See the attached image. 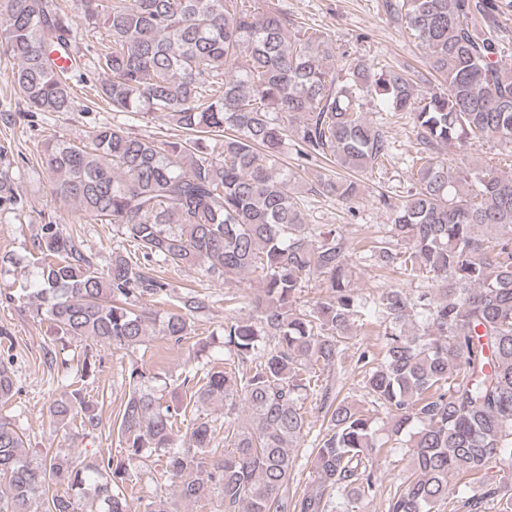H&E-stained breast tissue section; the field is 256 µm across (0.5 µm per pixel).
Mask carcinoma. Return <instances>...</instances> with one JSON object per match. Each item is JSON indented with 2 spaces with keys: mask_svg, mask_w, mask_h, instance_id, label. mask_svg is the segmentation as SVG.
<instances>
[{
  "mask_svg": "<svg viewBox=\"0 0 512 512\" xmlns=\"http://www.w3.org/2000/svg\"><path fill=\"white\" fill-rule=\"evenodd\" d=\"M387 11L426 52L444 90L420 98L407 72L362 58L336 69V47L316 31H293L256 0H0V47L15 61V84L30 112L88 109L75 100L77 71L98 81L96 96L117 112H156L184 132L178 140L132 135L116 125L91 144L57 139L46 147L54 196L87 219L115 224L124 245L107 271L81 255L76 235L41 231V288L30 296L63 336L115 350L139 345L154 319L136 310L165 304L171 285L154 271L198 269L210 278L258 274L261 292L224 302L250 308L224 318V369L189 370L192 405L224 406V455L209 451L216 427L193 423L164 404L161 378L131 363L117 414L123 456L81 464L57 452L39 462L0 417V512H132L124 494L129 464L159 457L178 498L220 496L224 512H357L378 488L376 462L397 449L411 473L387 512H441L452 484L469 512H512V176L493 165L453 172L444 146L494 138L512 144V67L483 27L496 24L495 0H385ZM101 28L111 47L71 58L73 18ZM412 119L419 148L415 190L394 203L386 234L365 251L414 286L385 288L368 306L351 284L355 248L344 234L305 223L298 180L315 160L344 170L381 166L386 131L367 121L364 97ZM293 142L297 170L276 163ZM320 193L351 206L360 184L318 175ZM327 295L296 306L305 284ZM383 327L382 343L359 351L355 367L367 405H356L316 370H332L359 309ZM210 311L194 290L166 314L162 332L179 343ZM12 347L0 355V403L18 392ZM88 352L72 389L49 406L56 430L100 418L79 382L92 375ZM318 396L326 428L310 448L314 480L289 494L291 449L311 430L304 401ZM387 415L378 423L371 410ZM504 476H487L489 464ZM65 487L60 494L56 487ZM143 512H173L151 497Z\"/></svg>",
  "mask_w": 512,
  "mask_h": 512,
  "instance_id": "1",
  "label": "carcinoma"
}]
</instances>
